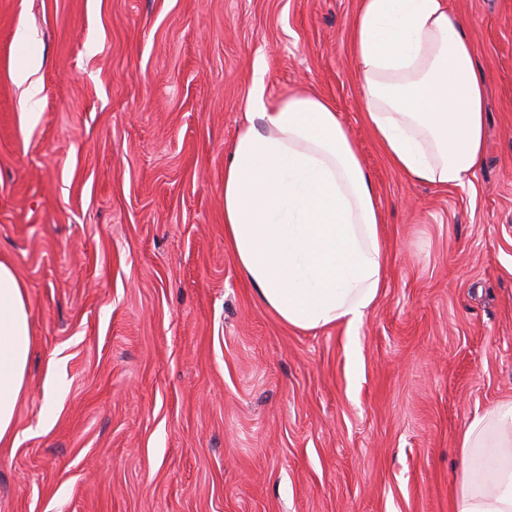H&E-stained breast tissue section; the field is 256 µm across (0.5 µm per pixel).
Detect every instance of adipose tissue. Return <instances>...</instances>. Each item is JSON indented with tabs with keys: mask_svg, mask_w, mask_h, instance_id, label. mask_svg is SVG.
Listing matches in <instances>:
<instances>
[{
	"mask_svg": "<svg viewBox=\"0 0 512 512\" xmlns=\"http://www.w3.org/2000/svg\"><path fill=\"white\" fill-rule=\"evenodd\" d=\"M447 0H360L351 59L366 121L408 180L469 182L485 140L487 75ZM371 179L326 97L267 101L256 86L224 161V237L260 302L299 330L364 320L386 254ZM34 332L25 289L0 257V446L14 437ZM454 512H512V401L460 437Z\"/></svg>",
	"mask_w": 512,
	"mask_h": 512,
	"instance_id": "adipose-tissue-1",
	"label": "adipose tissue"
}]
</instances>
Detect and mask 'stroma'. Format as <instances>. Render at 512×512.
I'll return each instance as SVG.
<instances>
[{
	"instance_id": "obj_1",
	"label": "stroma",
	"mask_w": 512,
	"mask_h": 512,
	"mask_svg": "<svg viewBox=\"0 0 512 512\" xmlns=\"http://www.w3.org/2000/svg\"><path fill=\"white\" fill-rule=\"evenodd\" d=\"M449 6L490 76L450 188L364 120L357 0H0V255L36 331L0 512H452L463 426L512 399V0ZM260 69L332 101L375 186L358 328L283 324L224 238Z\"/></svg>"
}]
</instances>
